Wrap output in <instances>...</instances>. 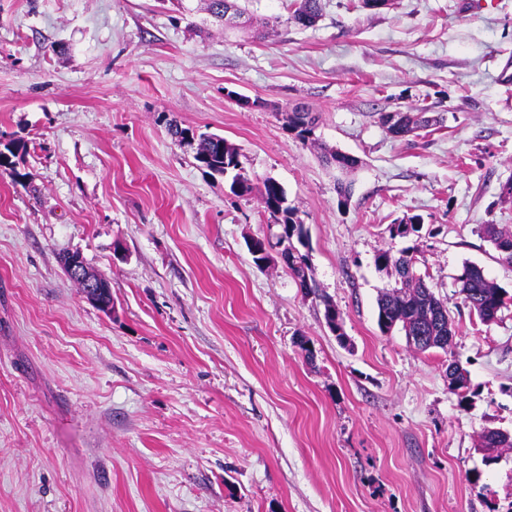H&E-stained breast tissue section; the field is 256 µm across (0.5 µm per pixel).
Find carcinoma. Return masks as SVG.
<instances>
[{"instance_id": "obj_1", "label": "carcinoma", "mask_w": 512, "mask_h": 512, "mask_svg": "<svg viewBox=\"0 0 512 512\" xmlns=\"http://www.w3.org/2000/svg\"><path fill=\"white\" fill-rule=\"evenodd\" d=\"M321 15V0H297L292 20L304 26H313ZM400 121L396 124H386V114H380L381 123L395 138H402L414 130L426 127L429 119L423 112L410 110L399 113ZM317 123L314 113L303 107H294L288 113V128L295 133L296 138L307 141L306 134L311 132L309 126ZM20 145L15 141H0V170L14 171L12 157L16 155ZM194 159L213 173L227 174L238 180L239 194H250L258 191L269 214H275L272 206L277 201L284 202L277 217V224L282 232L288 233V241L295 246L307 247V230L297 217L294 209L285 204L287 196L282 186L268 178L261 186H256L244 173L240 172L241 162L235 147L224 141V138L210 135L199 138ZM342 171L352 170L358 166V159L352 155L334 152L326 158ZM484 238L487 239L499 254V260L512 265V233L506 232L495 224H485L482 227ZM413 246L394 254L383 251L376 258L377 265L383 269L394 271L399 279L400 287L383 291L377 299L378 326L384 333L395 328L402 330L405 336H420L422 341L417 348L426 351L431 348L448 349L456 335L448 301L437 297L421 277L414 275L415 257ZM299 288L306 295H319L316 282L310 275L311 266L309 254L306 251L297 253L288 251V256L282 259ZM459 294L463 303L470 311L477 314L483 322H492L498 313L507 307L505 294L496 283L488 278L484 269L475 264L467 263L456 278ZM325 309V319L338 339L344 338L342 332V316L336 306L327 298H322ZM448 389L456 394L460 404L468 401L470 392L469 371L458 360L448 363ZM481 447L490 450L494 448H512V434L500 429H485L481 434Z\"/></svg>"}]
</instances>
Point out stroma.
<instances>
[{
  "label": "stroma",
  "mask_w": 512,
  "mask_h": 512,
  "mask_svg": "<svg viewBox=\"0 0 512 512\" xmlns=\"http://www.w3.org/2000/svg\"><path fill=\"white\" fill-rule=\"evenodd\" d=\"M184 4L0 0V131L27 145L0 171V512H512V448L488 465L480 446L512 433V307L480 322L456 284L475 263L512 294L481 232L512 230V0H322L310 28L294 0H249L283 20L261 40ZM411 106L435 125L391 137L381 113ZM173 119L284 188L321 297L254 264L278 225ZM410 216L449 354L378 326L395 280L376 256L408 247L389 227ZM64 252L110 282L111 313ZM317 117L313 112H309L303 107H294L292 112H288V128L291 132H296L294 135L301 141H307L309 138L305 136L306 133L312 130L308 127L311 124L317 123ZM448 389L458 396L461 405L469 400L470 375L459 360L448 363Z\"/></svg>",
  "instance_id": "1"
}]
</instances>
